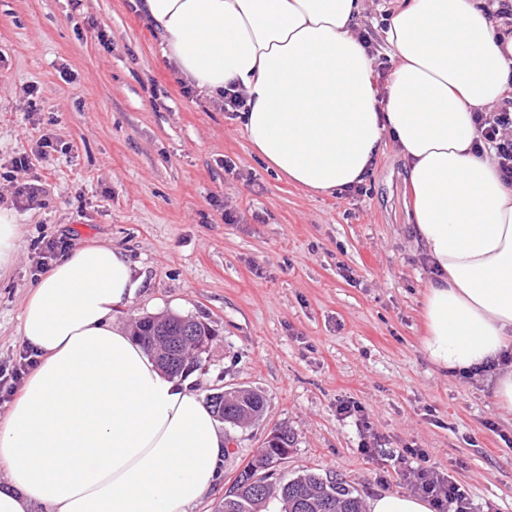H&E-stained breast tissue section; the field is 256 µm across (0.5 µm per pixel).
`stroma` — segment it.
Masks as SVG:
<instances>
[{
    "mask_svg": "<svg viewBox=\"0 0 512 512\" xmlns=\"http://www.w3.org/2000/svg\"><path fill=\"white\" fill-rule=\"evenodd\" d=\"M23 153L33 162L15 169ZM25 184L35 203L16 198ZM363 185L315 194L269 169L223 102L163 56L133 0H0V210L20 228L0 273V364L24 348L43 240L123 251L143 286L118 321L173 311L206 323L215 337L186 385L205 396L249 386L267 401L261 421L229 429L219 479L193 512H218L277 427L293 436L282 476H338L365 499L406 492L396 457L418 448L471 512H512V413L492 374L435 369L421 349L433 269L393 144ZM346 402L359 415L339 414ZM370 436L372 463L360 452Z\"/></svg>",
    "mask_w": 512,
    "mask_h": 512,
    "instance_id": "1",
    "label": "stroma"
}]
</instances>
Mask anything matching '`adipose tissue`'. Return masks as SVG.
<instances>
[{
  "label": "adipose tissue",
  "instance_id": "ef3b65f1",
  "mask_svg": "<svg viewBox=\"0 0 512 512\" xmlns=\"http://www.w3.org/2000/svg\"><path fill=\"white\" fill-rule=\"evenodd\" d=\"M383 91L356 28L365 0H139L165 56L200 90L235 86L269 166L301 187L361 182L385 141L407 161L412 229L438 272L421 346L468 374L512 352V187L477 152L475 110L512 86L498 0H395ZM141 280L90 244L32 287L21 336L37 354L0 419V512H191L228 446L202 396L165 375L116 319Z\"/></svg>",
  "mask_w": 512,
  "mask_h": 512
}]
</instances>
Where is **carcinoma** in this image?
I'll return each instance as SVG.
<instances>
[{
  "instance_id": "cac0c4a2",
  "label": "carcinoma",
  "mask_w": 512,
  "mask_h": 512,
  "mask_svg": "<svg viewBox=\"0 0 512 512\" xmlns=\"http://www.w3.org/2000/svg\"><path fill=\"white\" fill-rule=\"evenodd\" d=\"M139 339L150 347L152 336H177L178 343L172 355L161 362L173 377H179L201 362L202 352L189 353L196 336H211L208 327L195 319L180 316H147L135 323ZM207 401L216 417L224 423L241 427L258 422L266 411V398L258 390L237 387L224 395L212 394ZM292 436L283 429L276 445L264 447L260 455L238 472L234 484L224 494L223 512H264L268 502L275 500L281 512H365L360 496L345 483L319 473L304 470L292 478L274 476L272 464L282 456V449L290 447ZM265 474V482L252 483L253 476Z\"/></svg>"
}]
</instances>
